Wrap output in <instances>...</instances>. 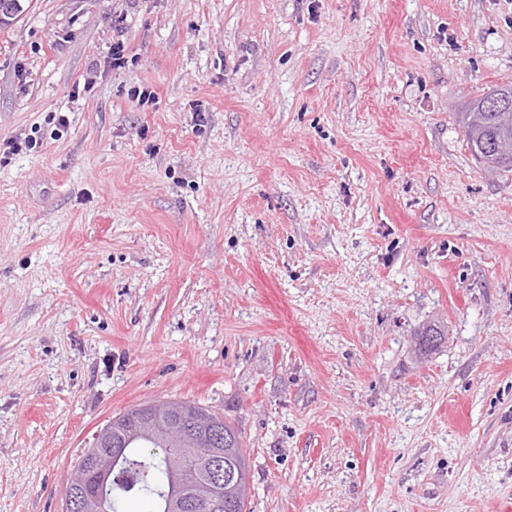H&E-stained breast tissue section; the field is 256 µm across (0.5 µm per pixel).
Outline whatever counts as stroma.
Listing matches in <instances>:
<instances>
[{
	"instance_id": "1",
	"label": "stroma",
	"mask_w": 512,
	"mask_h": 512,
	"mask_svg": "<svg viewBox=\"0 0 512 512\" xmlns=\"http://www.w3.org/2000/svg\"><path fill=\"white\" fill-rule=\"evenodd\" d=\"M509 83L512 0H31L0 512H62L94 433L170 400L241 433L247 512H512V171L459 124ZM127 17H123L119 15L117 19H115L114 27L116 30V39L112 43V66L114 69L124 68L127 63L126 52H127V44L125 41V26L124 22Z\"/></svg>"
}]
</instances>
